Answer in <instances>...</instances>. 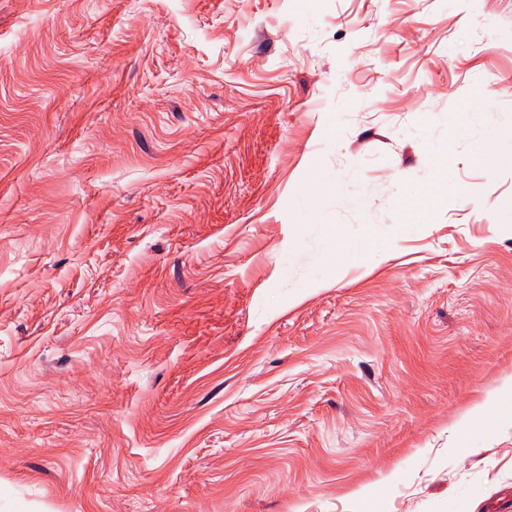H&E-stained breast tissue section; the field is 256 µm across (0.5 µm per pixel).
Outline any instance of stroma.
Wrapping results in <instances>:
<instances>
[{
	"label": "stroma",
	"instance_id": "35a3bbf8",
	"mask_svg": "<svg viewBox=\"0 0 512 512\" xmlns=\"http://www.w3.org/2000/svg\"><path fill=\"white\" fill-rule=\"evenodd\" d=\"M509 372L512 0H0V512H512ZM511 388L512 374L508 373L501 377L498 386L486 390L479 399H476L468 406L466 416L476 426H482L485 423L488 409L496 404L499 394L503 391L511 392Z\"/></svg>",
	"mask_w": 512,
	"mask_h": 512
}]
</instances>
